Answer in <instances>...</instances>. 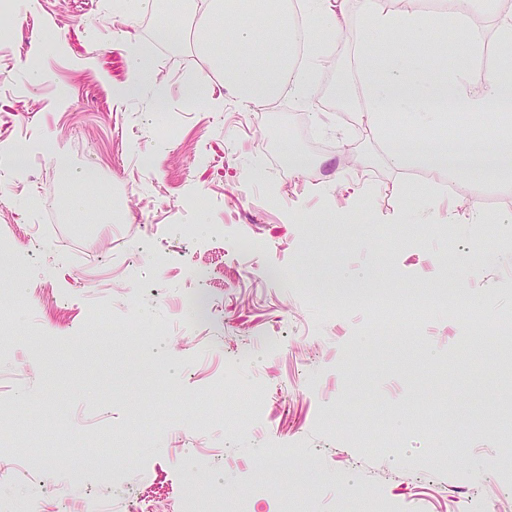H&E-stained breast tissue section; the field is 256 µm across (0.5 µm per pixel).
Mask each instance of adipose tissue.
Returning <instances> with one entry per match:
<instances>
[{"instance_id":"obj_1","label":"adipose tissue","mask_w":512,"mask_h":512,"mask_svg":"<svg viewBox=\"0 0 512 512\" xmlns=\"http://www.w3.org/2000/svg\"><path fill=\"white\" fill-rule=\"evenodd\" d=\"M346 0H307L306 51L295 53V31L287 12L271 0H197L202 27L197 40L210 70L222 72L225 85L244 108L256 109L291 88L304 95L302 71L324 67L330 44L319 32L346 31ZM475 0H451L447 10L428 11L420 0H360L372 31L396 47L386 65H378L366 35L354 40L364 107L354 115L357 124L375 131L391 125L387 159L398 167H423L438 178V186L468 203L465 212L449 213L457 224L480 221L481 196L465 173L473 167L495 171L512 164V84L498 72L472 69L449 71L445 43L431 42L428 31L453 35L459 22L471 20ZM472 117L492 125L499 143L497 154L449 155L432 139L448 128L449 114Z\"/></svg>"}]
</instances>
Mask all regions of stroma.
Instances as JSON below:
<instances>
[{
    "label": "stroma",
    "mask_w": 512,
    "mask_h": 512,
    "mask_svg": "<svg viewBox=\"0 0 512 512\" xmlns=\"http://www.w3.org/2000/svg\"><path fill=\"white\" fill-rule=\"evenodd\" d=\"M192 0H164L155 14L128 18L113 0H10L0 9V166L17 154L28 167L0 180V298L11 326L0 331V512H25L39 482L68 487L71 512L86 496L135 494L156 512L188 490L202 512L257 481L267 496L250 512H512V460L498 432L512 419V351L494 331L512 322V239L502 220L512 192L491 174L484 220L448 221L447 193L409 197L411 173L385 158V142L352 126L341 88L356 89L354 48L324 29L328 70L311 111L281 92L242 110L221 73L189 37L157 40ZM151 44L152 82L117 99L127 76L121 31ZM45 80L32 87L30 67ZM207 79L208 100L186 84ZM166 90L154 113L155 87ZM73 169L99 178L90 208L66 201L71 186L45 145ZM307 166L289 174V156ZM360 157L358 176L336 186V169ZM63 199V232L100 260L86 265L32 245L41 218L33 200ZM145 237L125 240L127 225ZM261 246L252 275H240L235 243ZM124 243L133 264L112 261ZM283 278L266 275L269 267ZM367 288L425 306L413 332L389 329L360 302L331 316L318 286ZM205 289V321L172 326L185 295ZM478 319H471V309ZM143 432L128 458L115 439ZM65 433L55 466L32 458ZM112 455L118 480L97 453Z\"/></svg>",
    "instance_id": "1"
}]
</instances>
